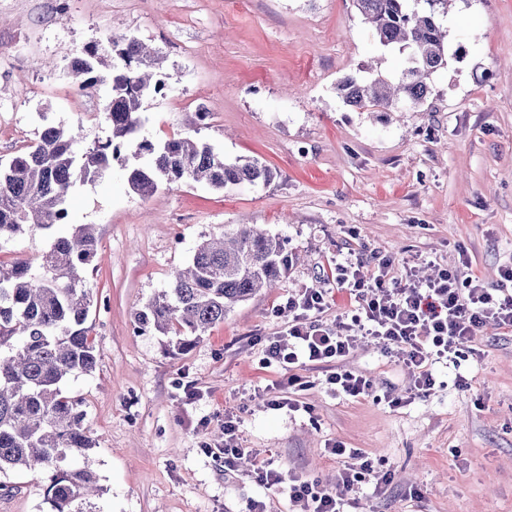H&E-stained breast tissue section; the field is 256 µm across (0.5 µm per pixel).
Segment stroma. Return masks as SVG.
Returning <instances> with one entry per match:
<instances>
[{
	"instance_id": "1",
	"label": "stroma",
	"mask_w": 512,
	"mask_h": 512,
	"mask_svg": "<svg viewBox=\"0 0 512 512\" xmlns=\"http://www.w3.org/2000/svg\"><path fill=\"white\" fill-rule=\"evenodd\" d=\"M440 22L460 57L433 74L422 107L373 118L344 106L336 83L375 57L395 74L402 58L381 51L352 0H0V161L47 122L81 126V152L106 139L105 92L79 90L67 64L123 36L148 44L170 76L165 96L144 103L142 137L190 136L278 173L267 185H164L146 198L118 164L76 183L68 221L99 237L85 273L99 361L66 389L82 398L96 442L100 512H241L251 497L289 512L287 488L251 478L268 458L357 512H512V331L485 327L472 342L478 358L435 365L433 389L415 399V370L360 339L345 366L371 378L375 396L332 395L327 367H306L307 414L268 407L265 388L281 374L261 367L256 342L284 327L276 306L311 286L329 289L321 319L335 326L354 298L331 273L352 255L420 280L465 255L463 276L490 287L512 264V0H454ZM241 222L287 237L298 259L281 287L236 306L185 352L137 332L136 312L170 272ZM188 382L197 399H186ZM228 411L250 450L229 474L214 454ZM334 441L385 461L388 482L343 486L345 462L326 450ZM0 512H50L43 480L0 474Z\"/></svg>"
}]
</instances>
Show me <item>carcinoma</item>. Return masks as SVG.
I'll return each instance as SVG.
<instances>
[{
    "mask_svg": "<svg viewBox=\"0 0 512 512\" xmlns=\"http://www.w3.org/2000/svg\"><path fill=\"white\" fill-rule=\"evenodd\" d=\"M377 42L403 58L399 74L343 78L336 94L359 112H392L423 105L429 80L448 66L447 31L438 21L450 0H352ZM135 38L83 47L68 70L81 90L107 91L109 135L77 156L80 127L46 123L26 150L0 162V240L39 232L49 241L38 272L18 259L0 261V474L26 470L46 482L52 512H98L102 488L87 459L96 442L84 422L82 400L68 395L70 378L91 374L97 353L88 325L94 304L83 276L99 240L94 225H66L76 182L103 178L114 161L141 197L161 184L205 183L227 189L269 184L277 176L255 158L229 160L215 146L172 136L160 144L139 138L145 100L157 94L163 71ZM296 254L288 239L258 224H236L220 240L201 242L186 268L171 271L168 287L135 315L141 332L171 333L190 348L233 309L288 274Z\"/></svg>",
    "mask_w": 512,
    "mask_h": 512,
    "instance_id": "cac0c4a2",
    "label": "carcinoma"
}]
</instances>
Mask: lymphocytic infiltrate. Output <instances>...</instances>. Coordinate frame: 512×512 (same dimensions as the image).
I'll use <instances>...</instances> for the list:
<instances>
[{
	"instance_id": "1",
	"label": "lymphocytic infiltrate",
	"mask_w": 512,
	"mask_h": 512,
	"mask_svg": "<svg viewBox=\"0 0 512 512\" xmlns=\"http://www.w3.org/2000/svg\"><path fill=\"white\" fill-rule=\"evenodd\" d=\"M390 260L367 267L363 259L347 258L336 265V285L354 296L357 306L336 327L319 315L328 304V291L309 287L289 296L287 325L266 337L263 365L278 368L285 385L302 389L301 368L339 364L325 380L336 395H368L373 383L364 375L342 369L358 337L371 338L383 352L415 368L414 393L423 396L435 384L431 371L442 363L460 368L473 356L471 341L487 325L512 328V265L501 271L493 288L480 279L461 277L444 268L434 278L405 282L390 276ZM255 482L271 489L287 485L292 512H345L342 502L321 489L314 479L285 481L271 465L257 468Z\"/></svg>"
}]
</instances>
